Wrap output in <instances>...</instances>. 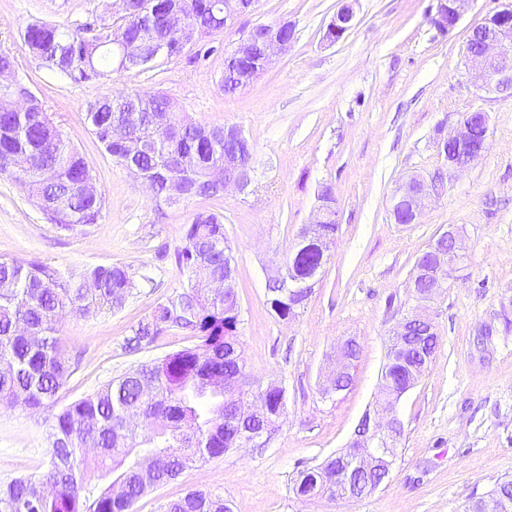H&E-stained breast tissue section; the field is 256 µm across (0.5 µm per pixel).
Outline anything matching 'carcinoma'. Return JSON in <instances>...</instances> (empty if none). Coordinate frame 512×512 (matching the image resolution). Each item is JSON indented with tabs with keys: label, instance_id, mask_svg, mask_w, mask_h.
Returning a JSON list of instances; mask_svg holds the SVG:
<instances>
[{
	"label": "carcinoma",
	"instance_id": "obj_1",
	"mask_svg": "<svg viewBox=\"0 0 512 512\" xmlns=\"http://www.w3.org/2000/svg\"><path fill=\"white\" fill-rule=\"evenodd\" d=\"M188 25L210 27L223 16L224 0H181ZM144 0H129L122 18L127 42L159 40L165 33L143 19ZM112 25L67 29L48 21L26 26L29 52L57 75L87 80L92 72L119 69L112 45ZM224 94L240 90L236 72L224 65ZM17 91L34 98L25 112H0V175L27 188L36 205L51 204V223L64 231L97 223L103 196L88 197L81 183L89 167L47 112L44 101L28 86ZM184 112L170 98L151 92L105 95L89 102L86 119L98 142L117 161L136 165L157 183L153 199L165 201L166 181L179 173L178 159H195L190 197L213 199L224 185V127L183 121ZM320 254L311 246L289 250L283 262L309 275ZM219 278L234 257L224 237V216L211 211L193 214L186 226L177 262L189 289L175 301L159 305L138 324L128 344L140 348L169 330L187 329L198 343L144 364L96 392L75 400L53 415L47 434L49 460L38 474L0 482V512H134L148 489L178 477L195 462L224 455L237 438L224 424V378L249 380L242 362L224 361V344L238 336L240 309L236 289L215 297L194 275L199 262ZM134 283L119 265L97 266L63 278L41 263L0 259V404L22 403L32 409L50 407L75 367L57 336L59 312L70 308L90 314L121 307ZM269 303L286 318L304 306L301 293L272 281ZM420 353L411 347L405 358L386 364L390 386L408 383ZM254 400L285 404L279 386L250 391ZM152 459L151 468L143 459ZM342 463L329 458L304 470L307 488L333 487L334 499H359L381 481L368 471L349 470L336 478ZM167 512H227L224 499L190 491L167 506ZM464 512H512V480L465 506Z\"/></svg>",
	"mask_w": 512,
	"mask_h": 512
}]
</instances>
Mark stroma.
Masks as SVG:
<instances>
[{
    "label": "stroma",
    "instance_id": "1",
    "mask_svg": "<svg viewBox=\"0 0 512 512\" xmlns=\"http://www.w3.org/2000/svg\"><path fill=\"white\" fill-rule=\"evenodd\" d=\"M502 2L469 0L458 25L442 34L428 19L435 0H355L351 29L333 43L325 34L343 0H258L252 15L216 38L212 54L76 83L30 56L21 34L35 19L71 29L95 24L106 12L103 0H0V49L16 57L20 76L45 100L106 199L97 223L63 231L19 182L0 176V258L40 262L64 277L121 265L135 282L121 308L62 314L58 335L78 366L60 403L193 346L182 329L136 351L126 342L158 304L186 291L176 253L192 214L205 209L223 214L233 248L246 371L255 387L286 391L265 447L186 468L149 491L136 512H164L191 490L223 497L230 512H463L512 477V95L481 91L465 61L471 28ZM280 21L294 26L287 51L246 90L224 94L225 51L244 30ZM134 91L166 93L199 124L243 130L254 146L247 191L154 202L97 141L85 115L89 101ZM476 108L489 114L491 146L447 176L441 141L461 113ZM440 173V194L419 223H395L398 183ZM325 185L336 196V242L304 308L284 320L268 303L267 285ZM450 225L462 232L467 259L455 287L430 305L440 347L398 404L403 436L389 479L356 501L297 496L299 472L344 448L376 400L392 328L411 305L415 261ZM350 336L360 345L353 382L323 397L336 346ZM52 414L0 406V481L45 468Z\"/></svg>",
    "mask_w": 512,
    "mask_h": 512
}]
</instances>
